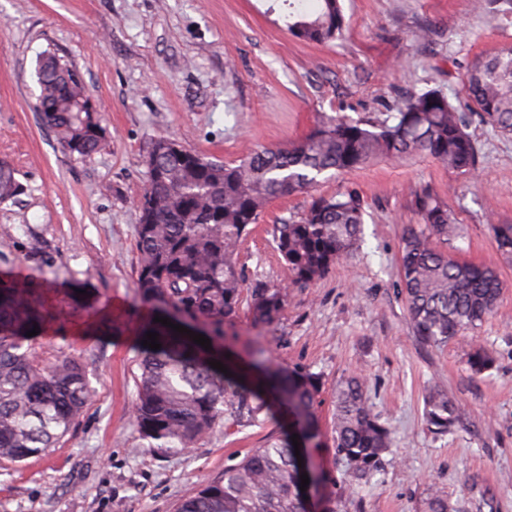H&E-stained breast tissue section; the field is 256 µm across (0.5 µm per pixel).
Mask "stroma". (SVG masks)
Segmentation results:
<instances>
[{
    "instance_id": "35a3bbf8",
    "label": "stroma",
    "mask_w": 512,
    "mask_h": 512,
    "mask_svg": "<svg viewBox=\"0 0 512 512\" xmlns=\"http://www.w3.org/2000/svg\"><path fill=\"white\" fill-rule=\"evenodd\" d=\"M274 3L0 0V162L20 185L0 203V280L23 279L45 302L35 354L78 359L93 390L55 448L0 462V512H175L293 421L275 404L264 423H216L187 451L153 447L134 424L138 336L153 314L135 293L137 201L154 140L234 163L247 149L304 137L325 114L355 120L432 87L463 98L470 63L512 47V0H343L346 29L329 45L292 36ZM426 24L433 35L422 45L416 34ZM48 50L77 67L104 116L91 158L65 152L32 108L36 61ZM468 131L481 156L476 173L448 171L426 155L378 160L274 200L238 245L241 304L219 346L244 367L259 361L319 375L320 438L310 453L336 480L337 512H420L431 484L457 512L487 503L512 512V257L489 230L512 224V136L476 118ZM419 186L436 190L457 217L460 236L448 252L493 266L503 282L492 317L438 348L415 338L398 274L401 238L419 221L411 195ZM347 189L367 212L360 246L322 279L286 286L278 320L255 325V284L286 285L273 224L301 217L312 195ZM479 346L495 366L475 376L468 357ZM356 369L393 444L371 482L352 492L333 422L336 383ZM432 386L459 407L443 435L423 416Z\"/></svg>"
}]
</instances>
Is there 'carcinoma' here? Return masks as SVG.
Masks as SVG:
<instances>
[{
    "label": "carcinoma",
    "mask_w": 512,
    "mask_h": 512,
    "mask_svg": "<svg viewBox=\"0 0 512 512\" xmlns=\"http://www.w3.org/2000/svg\"><path fill=\"white\" fill-rule=\"evenodd\" d=\"M346 27L340 0H317L308 11L289 14L288 31L296 38L330 44ZM35 73L36 104L44 125L52 129L69 154L84 160L95 154L101 139L88 135L90 123L103 116L80 111L89 98L81 73L67 60L42 54ZM467 107L454 104L439 89L406 97L394 112H375L357 120L326 115L304 138L285 147L253 149L237 164L186 148L172 152L168 141L153 143L147 156L148 185L140 200L136 229L139 271L135 292L154 305V315L192 329L202 323L211 336L224 335V321L236 316L241 283L236 269L238 243L248 225L257 223L275 199L305 192L319 177L347 172L386 159L400 161L425 154L460 173L478 169L479 157L467 131L469 114L504 135H512V48L474 61L467 70ZM19 191L15 172L0 162V202ZM420 223L401 243V293L414 335L430 346L476 327L495 310L502 282L486 264L460 260L444 249L460 237L448 203L431 187L413 192ZM365 207L352 190L312 199L298 219L272 226L271 234L287 274V282L307 285L323 278L363 239ZM497 250L512 256V224L490 225ZM26 288L0 285V462L39 456L71 429L92 396L85 368L73 357L50 363L32 352L26 332L39 324L28 310ZM285 289L257 284L251 315L257 325L272 324L281 313ZM158 333L161 349L141 347V377L133 420L143 438L159 448L190 449L219 420L226 427L260 423L268 418V392L299 420L297 441H313L318 431L313 403L319 388L308 373L264 368L256 387L210 366L224 362L223 353L193 342L154 320L141 326L139 340ZM494 364L483 348L468 359L480 375ZM426 422L446 434L457 420L448 393L431 387L425 396ZM334 443L347 468L351 486L367 482L391 444L388 428L369 401L363 378L350 372L336 384ZM292 437L250 451L224 468L220 479L182 500L176 512H307L300 490ZM448 495L429 490L424 512H449Z\"/></svg>",
    "instance_id": "carcinoma-1"
}]
</instances>
